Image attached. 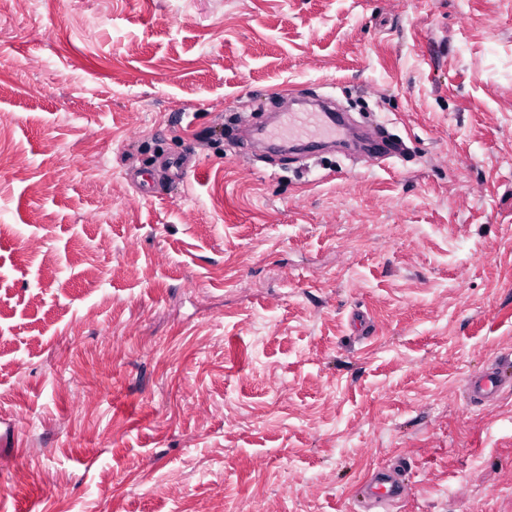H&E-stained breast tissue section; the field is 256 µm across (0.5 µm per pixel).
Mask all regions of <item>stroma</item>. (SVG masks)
I'll return each instance as SVG.
<instances>
[{"instance_id":"obj_1","label":"stroma","mask_w":512,"mask_h":512,"mask_svg":"<svg viewBox=\"0 0 512 512\" xmlns=\"http://www.w3.org/2000/svg\"><path fill=\"white\" fill-rule=\"evenodd\" d=\"M308 87L406 157L234 145ZM0 151L6 512H506L512 0H0ZM511 360H500L490 370L471 373L466 382L469 401L483 405L495 401L506 385L511 386ZM411 470L409 462L375 469L364 480L357 501L370 507L397 504L403 498L405 482Z\"/></svg>"}]
</instances>
